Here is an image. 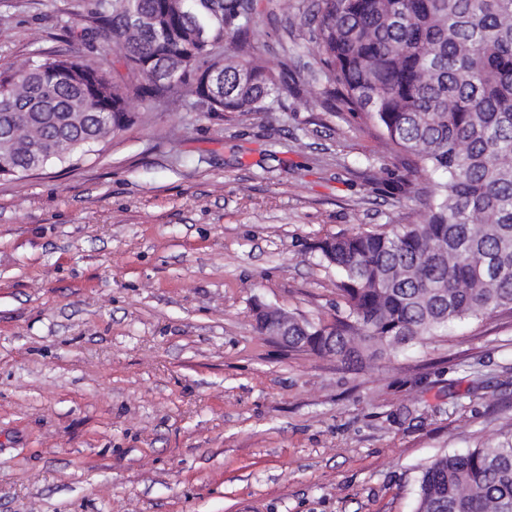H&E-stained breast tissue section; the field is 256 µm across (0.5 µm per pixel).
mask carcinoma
<instances>
[{
	"label": "carcinoma",
	"instance_id": "cac0c4a2",
	"mask_svg": "<svg viewBox=\"0 0 512 512\" xmlns=\"http://www.w3.org/2000/svg\"><path fill=\"white\" fill-rule=\"evenodd\" d=\"M322 77L416 171L447 180L418 224L323 240L345 316L290 324L288 347L343 363L419 345L454 322L512 312V0H321ZM151 20L134 29L133 15ZM86 36L128 80L69 57L0 71L11 176L80 157L132 123L130 96L184 88L209 112L265 109L282 77L241 54L238 0H101ZM225 43L224 53L217 46ZM416 512H512V432L422 471Z\"/></svg>",
	"mask_w": 512,
	"mask_h": 512
}]
</instances>
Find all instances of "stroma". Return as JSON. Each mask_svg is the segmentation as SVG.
<instances>
[{
	"label": "stroma",
	"mask_w": 512,
	"mask_h": 512,
	"mask_svg": "<svg viewBox=\"0 0 512 512\" xmlns=\"http://www.w3.org/2000/svg\"><path fill=\"white\" fill-rule=\"evenodd\" d=\"M254 0L260 112L178 91L75 163L0 178V512H415L422 468L512 431V313L350 365L262 334L345 309L329 236L423 220L441 174L330 100L307 18ZM97 0H0V70L111 66Z\"/></svg>",
	"instance_id": "stroma-1"
}]
</instances>
